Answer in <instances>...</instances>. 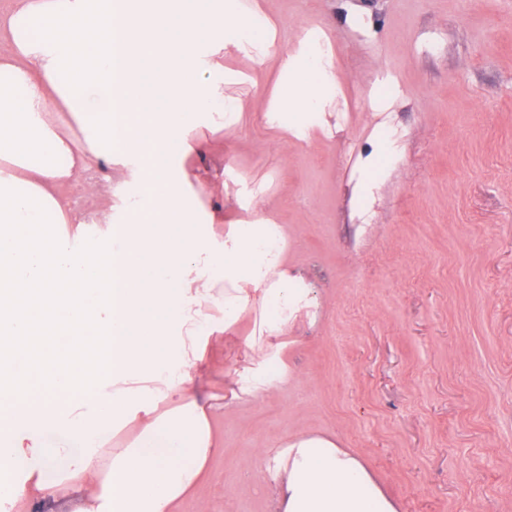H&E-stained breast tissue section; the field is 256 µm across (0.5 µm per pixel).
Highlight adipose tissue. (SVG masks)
Segmentation results:
<instances>
[{
	"label": "adipose tissue",
	"mask_w": 512,
	"mask_h": 512,
	"mask_svg": "<svg viewBox=\"0 0 512 512\" xmlns=\"http://www.w3.org/2000/svg\"><path fill=\"white\" fill-rule=\"evenodd\" d=\"M238 0H10L0 11V503L79 494L76 512H183L218 453L199 372L239 336L233 398L287 384L280 352L321 306L284 225L225 224L222 182L185 167L247 110L224 51L269 58L280 133L328 129L336 59L314 34L277 49ZM76 125L73 138L68 125ZM116 171L91 229L68 189ZM224 232H216V225ZM276 512H398L335 435L260 452Z\"/></svg>",
	"instance_id": "obj_1"
}]
</instances>
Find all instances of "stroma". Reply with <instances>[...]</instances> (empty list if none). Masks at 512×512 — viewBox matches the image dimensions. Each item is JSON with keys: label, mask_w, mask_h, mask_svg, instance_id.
<instances>
[{"label": "stroma", "mask_w": 512, "mask_h": 512, "mask_svg": "<svg viewBox=\"0 0 512 512\" xmlns=\"http://www.w3.org/2000/svg\"><path fill=\"white\" fill-rule=\"evenodd\" d=\"M252 2L277 45L326 30L336 125L280 141L264 118L271 63L236 54L224 91L253 108L193 165L223 180L225 223L286 226L322 306L288 334L287 385L217 412L199 497L208 512H275L259 450L319 432L399 512H512V0ZM380 129L383 171L364 166ZM251 189L256 213L241 207ZM244 357L232 337L210 348V394Z\"/></svg>", "instance_id": "35a3bbf8"}]
</instances>
